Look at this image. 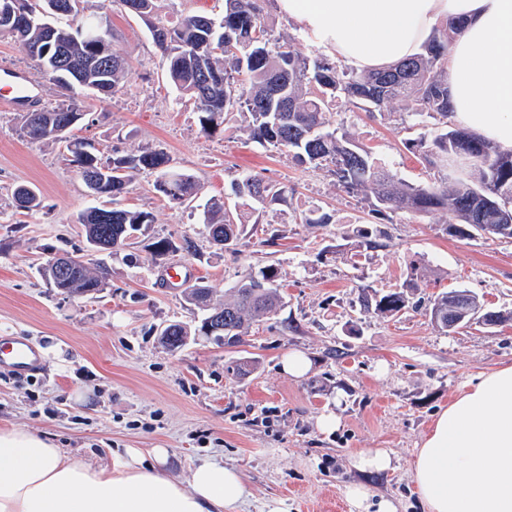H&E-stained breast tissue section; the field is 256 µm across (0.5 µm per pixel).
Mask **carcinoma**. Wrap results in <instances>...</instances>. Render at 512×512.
<instances>
[{"mask_svg": "<svg viewBox=\"0 0 512 512\" xmlns=\"http://www.w3.org/2000/svg\"><path fill=\"white\" fill-rule=\"evenodd\" d=\"M8 2L14 0H0V34L20 41L48 80L71 92L62 103L25 113V135L33 140L66 142L72 164L79 170L88 194L95 198L117 200L129 193L133 173L148 169L157 172L156 188L169 200L181 204L191 200L198 191L194 176L171 166L165 153L143 150L116 155L103 163L90 142L55 131L59 118L73 129L85 120L86 110L73 96L76 89L89 91L105 102L122 90L129 77L122 55L114 49L104 54L96 49L101 37L110 45L118 41L106 7L102 5L99 12L87 15V0H69V9L63 11L50 8L58 0H24L36 24L22 25L5 17L3 7ZM118 3L147 24L153 43L167 60L169 80L193 100L204 132L219 131L225 114L236 110L247 122L244 131L249 140L284 151L301 164L327 168L339 185L364 196L370 215L377 220L399 210L419 216L441 211L452 220L449 231L512 239V222L502 221L494 210H482L485 196L512 206V151L448 123L453 109L448 96L447 43L462 30L461 22H443L416 56L393 67L359 73L324 55L304 56L290 42L273 38L261 0H224L223 16L193 14L172 26L154 21V0ZM55 16H65L69 23L50 22ZM41 25L66 35L70 66L61 65L55 48L43 41ZM342 97L366 112H392L394 104L402 103L414 114L430 119L424 132L408 140L407 146L434 171V180L415 184L397 177L353 141L344 128L330 127L326 111ZM461 148L469 151L472 162L464 176H451L448 158ZM231 195L264 211L285 201L286 190L259 174L249 173L232 181ZM13 197L19 212L42 207V199L29 186L17 187ZM78 222L86 241L96 233L110 231L115 247L153 223V216L144 210L92 207L80 215ZM205 224L212 240L222 236L221 246L226 249L237 245L244 233L239 217L223 203L211 206ZM153 247L156 255L168 256L188 252L192 245L186 237L178 243L165 237L155 241ZM278 277L272 264L248 270L235 285L233 298L224 300L220 307L210 306L211 289L188 287L187 299L210 310L195 332L207 335L211 315L219 312L224 315V331L220 332L226 337L224 343H240L252 322L282 305ZM105 285L104 270L94 272L85 263L72 271L69 280L57 282L58 289L82 295L100 292ZM409 300L404 290L389 291L364 299L363 309L381 317L395 316ZM463 300L473 309L484 308L469 290L444 291L429 306L431 321L441 330H448V311Z\"/></svg>", "mask_w": 512, "mask_h": 512, "instance_id": "1", "label": "carcinoma"}]
</instances>
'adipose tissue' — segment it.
Listing matches in <instances>:
<instances>
[{
  "label": "adipose tissue",
  "instance_id": "ef3b65f1",
  "mask_svg": "<svg viewBox=\"0 0 512 512\" xmlns=\"http://www.w3.org/2000/svg\"><path fill=\"white\" fill-rule=\"evenodd\" d=\"M326 53L363 72L418 53L464 20L448 55L455 121L512 150V0H276ZM164 448L69 455L38 432L0 428V512H237L240 472L215 459L168 471ZM425 512H512V366L478 376L415 453Z\"/></svg>",
  "mask_w": 512,
  "mask_h": 512
}]
</instances>
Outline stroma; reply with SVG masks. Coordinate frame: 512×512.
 <instances>
[{
	"label": "stroma",
	"mask_w": 512,
	"mask_h": 512,
	"mask_svg": "<svg viewBox=\"0 0 512 512\" xmlns=\"http://www.w3.org/2000/svg\"><path fill=\"white\" fill-rule=\"evenodd\" d=\"M102 4L131 76L109 103L85 99L76 137L92 141L105 162L116 150L164 151L195 176L199 191L190 204L173 203L146 169L118 200L93 198L61 143L25 137L22 113L0 111V335L32 337L43 353L32 373L0 371V426L41 432L83 457L165 448L177 478L200 459L224 461L242 474L243 512H258L268 499L284 500L288 512H350L345 488L360 479L397 512H424L412 460L437 412L475 376L512 365V323L445 332L430 320L429 299L467 289L487 308L512 313V239L449 235L440 213L399 211L370 223L367 203L326 170L248 140L241 114H228L223 131L204 133L193 102L171 85L144 21L114 0H89L88 9ZM2 65L38 83L35 108L63 100L7 35L0 36ZM329 119L398 177L429 181L430 170L405 147L419 133L420 117L350 107ZM246 172L286 186L288 195L270 224L242 207L247 232L232 253L210 239L203 212L226 200L231 182ZM19 185L37 190L41 209L16 212ZM313 203L331 223H303ZM95 205L145 210L154 222L130 244L94 252L78 217ZM171 236L193 241L194 251L178 258L191 271L190 284L211 288L214 300L230 295L247 269L272 264L282 306L237 345L193 336L181 349H167L160 327H192L200 316L184 287L160 278L170 259L156 256L152 244ZM368 238L378 247L364 248ZM58 252L102 265L106 287L92 296L51 287L39 269ZM414 265L421 279L413 306L393 317L362 312V293L399 289ZM293 350L311 361L304 378L281 370ZM240 361L249 362L247 375L233 373ZM330 412L339 426L320 432L316 421ZM379 448L391 454L392 470L361 477L353 454Z\"/></svg>",
	"instance_id": "1"
}]
</instances>
